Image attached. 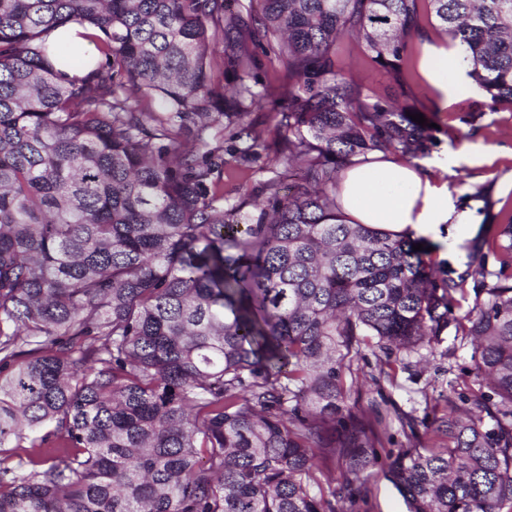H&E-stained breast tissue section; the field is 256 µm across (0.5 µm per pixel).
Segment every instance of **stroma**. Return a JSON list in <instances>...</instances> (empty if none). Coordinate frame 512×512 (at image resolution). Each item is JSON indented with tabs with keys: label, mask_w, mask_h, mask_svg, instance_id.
I'll list each match as a JSON object with an SVG mask.
<instances>
[{
	"label": "stroma",
	"mask_w": 512,
	"mask_h": 512,
	"mask_svg": "<svg viewBox=\"0 0 512 512\" xmlns=\"http://www.w3.org/2000/svg\"><path fill=\"white\" fill-rule=\"evenodd\" d=\"M423 30L426 39L414 41L410 61L398 80L379 71L364 47L353 39L343 43L344 66L360 84L379 94L391 90L395 83H402L429 110L436 125L433 156L450 154L458 158L457 165L446 175L457 210L476 209L481 218L476 238L494 237L500 225L512 221V107L476 113L478 98L468 80L452 73L448 80L456 84V96L446 110H439L420 73L419 60L423 44L440 46L446 37L430 23L424 24ZM251 118L262 129L267 149L247 167L227 161L216 181L228 203L248 198L261 183L273 177L276 169L273 149L283 134L279 118L273 112H255ZM471 353L469 341L458 340L454 330H447L427 361H415L409 369L397 370L390 382L378 376L383 353L376 348H364L353 362L360 387L351 393L347 405L364 427H376L378 419H385L388 429L380 435L383 447H432L443 398L450 382L469 367ZM405 416L413 419V426L402 424ZM353 486L356 498L337 499V512H407L402 496L380 468L360 473Z\"/></svg>",
	"instance_id": "obj_1"
}]
</instances>
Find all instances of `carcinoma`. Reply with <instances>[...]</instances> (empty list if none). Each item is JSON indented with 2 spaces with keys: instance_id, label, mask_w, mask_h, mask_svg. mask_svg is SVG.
I'll return each mask as SVG.
<instances>
[{
  "instance_id": "cac0c4a2",
  "label": "carcinoma",
  "mask_w": 512,
  "mask_h": 512,
  "mask_svg": "<svg viewBox=\"0 0 512 512\" xmlns=\"http://www.w3.org/2000/svg\"><path fill=\"white\" fill-rule=\"evenodd\" d=\"M226 2L0 0V512H336L383 457L407 512H512V220L438 271L336 197L352 158L436 145L342 39L395 78L424 3L471 90L512 106V0ZM67 25L97 54L63 51ZM260 53L302 94L259 88ZM271 106L282 170L226 206L212 129L248 164ZM451 325L472 365L435 447L380 455L353 361L378 348L391 381ZM338 430L358 452L325 490ZM342 59L346 70L364 87L384 94L396 84L373 64L364 47L354 39H346L342 46Z\"/></svg>"
}]
</instances>
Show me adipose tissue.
I'll return each mask as SVG.
<instances>
[{
	"label": "adipose tissue",
	"mask_w": 512,
	"mask_h": 512,
	"mask_svg": "<svg viewBox=\"0 0 512 512\" xmlns=\"http://www.w3.org/2000/svg\"><path fill=\"white\" fill-rule=\"evenodd\" d=\"M446 47L427 46L420 69L440 107H447L453 92L441 76L448 67ZM447 160L422 167L390 157L356 163L344 174L339 193L342 213L350 220L395 234L434 241L458 242L462 232H476V222H462L447 183L436 180L435 171H447Z\"/></svg>",
	"instance_id": "ef3b65f1"
}]
</instances>
